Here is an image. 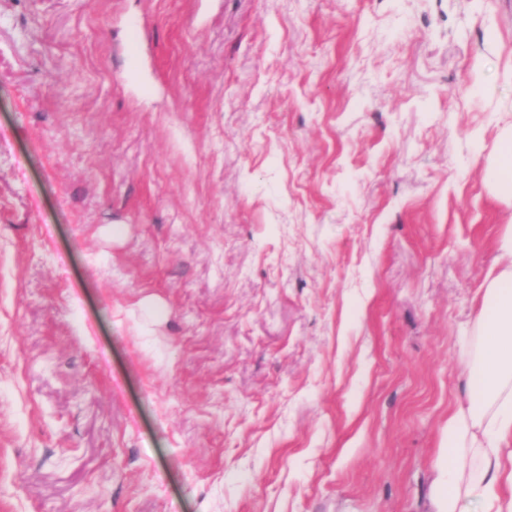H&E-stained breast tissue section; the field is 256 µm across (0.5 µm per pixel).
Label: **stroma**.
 <instances>
[{"mask_svg":"<svg viewBox=\"0 0 512 512\" xmlns=\"http://www.w3.org/2000/svg\"><path fill=\"white\" fill-rule=\"evenodd\" d=\"M511 130L512 0H0V512H435ZM493 181L503 190L512 191V130L497 144V160L489 169Z\"/></svg>","mask_w":512,"mask_h":512,"instance_id":"obj_1","label":"stroma"}]
</instances>
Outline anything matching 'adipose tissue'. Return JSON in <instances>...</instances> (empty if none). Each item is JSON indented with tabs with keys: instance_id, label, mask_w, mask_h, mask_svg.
<instances>
[{
	"instance_id": "adipose-tissue-1",
	"label": "adipose tissue",
	"mask_w": 512,
	"mask_h": 512,
	"mask_svg": "<svg viewBox=\"0 0 512 512\" xmlns=\"http://www.w3.org/2000/svg\"><path fill=\"white\" fill-rule=\"evenodd\" d=\"M506 266L492 277L475 319L463 403L448 418V448L438 463L436 512H512V236Z\"/></svg>"
}]
</instances>
